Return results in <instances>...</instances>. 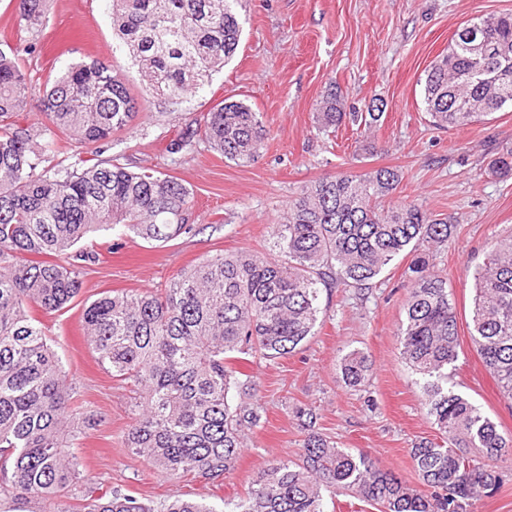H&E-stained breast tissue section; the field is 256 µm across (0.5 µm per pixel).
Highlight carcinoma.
I'll return each instance as SVG.
<instances>
[{
  "label": "carcinoma",
  "mask_w": 512,
  "mask_h": 512,
  "mask_svg": "<svg viewBox=\"0 0 512 512\" xmlns=\"http://www.w3.org/2000/svg\"><path fill=\"white\" fill-rule=\"evenodd\" d=\"M47 0H19V29L44 24ZM113 29L132 52L146 88L180 98L204 89L241 39L242 0H109ZM479 44L458 28L448 53L431 63L424 102L434 126H466L512 105V14L478 19ZM492 80L470 77L475 52ZM30 76L15 53L0 50V498L22 495L34 512H219L176 497L157 504L112 487L65 452L87 418L76 384L32 311L67 308L78 295L82 264L74 249L110 230L152 244L192 230L191 192L178 178L134 171L98 158L107 141L138 114L137 99L112 66L69 65L45 87L41 112H25ZM336 87L317 119L323 130L343 120ZM85 155L73 169L41 167L59 136ZM267 136L260 113L223 100L188 126L167 152L199 140L247 166ZM492 169L512 175V148ZM402 180L396 168L322 178L304 186L283 219L270 226L268 252L208 256L149 291H107L84 305L85 335L98 362L136 395L124 445L169 480L213 482L232 471L248 432L261 423L241 366L286 358L315 335L322 297L338 288H370L396 258H409L399 329L400 354L419 376L423 404L438 436L410 448L420 485L373 466L365 454L337 446L315 429L316 414L299 407L301 459L272 462L245 497L224 512H324L325 493L350 490L377 512H468L470 502L505 484L488 465L512 456V437L467 398L448 388L458 359L457 313L447 279L430 271L452 224L414 204L382 202ZM470 337L502 396L512 401V239L496 243L475 274ZM371 366L358 351L341 361L345 383L360 387Z\"/></svg>",
  "instance_id": "carcinoma-1"
}]
</instances>
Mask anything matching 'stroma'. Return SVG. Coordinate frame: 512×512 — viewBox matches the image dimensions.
Listing matches in <instances>:
<instances>
[{
	"label": "stroma",
	"mask_w": 512,
	"mask_h": 512,
	"mask_svg": "<svg viewBox=\"0 0 512 512\" xmlns=\"http://www.w3.org/2000/svg\"><path fill=\"white\" fill-rule=\"evenodd\" d=\"M511 12L512 0H243L241 43L232 61L201 92L167 98L142 88L135 61L112 30L107 0H50L35 47L22 56L31 77L30 117H41L38 99L47 78L82 60L111 64L140 108L129 127L101 144V159L175 176L193 194V230L175 240L155 246L109 232L86 240L97 260L81 274L79 294L68 308L38 315L94 421L76 441V456L136 497L180 496L220 510L243 496L270 462L299 459L303 435L293 410L305 406L316 411L319 432L417 483L409 450L435 437L436 429L400 355L407 259L394 260L369 289L334 292L315 336L288 358L247 365L264 408L261 426L249 433L235 470L212 483L166 479L124 448L133 394L98 363L82 324L85 302L99 293L151 289L204 257L263 250L268 226L304 184L381 167L403 173L389 203L456 219L447 245L432 259L457 311L460 348L448 383L504 436L512 435V402L485 369L468 329L473 271L497 241L512 237V176H499L490 166L497 153L512 148V108L439 129L423 102L425 70L447 53L456 30L472 19ZM332 83L346 115L328 133L316 112ZM225 99L244 101L263 115L268 138L253 163L235 165L203 142L188 154L168 153L186 124ZM354 349L371 365L359 389L344 383L339 368Z\"/></svg>",
	"instance_id": "35a3bbf8"
}]
</instances>
